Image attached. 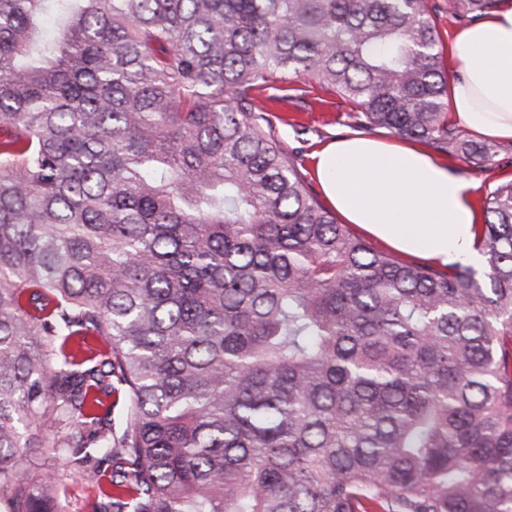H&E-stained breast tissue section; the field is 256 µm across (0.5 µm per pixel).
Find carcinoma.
I'll use <instances>...</instances> for the list:
<instances>
[{"mask_svg":"<svg viewBox=\"0 0 512 512\" xmlns=\"http://www.w3.org/2000/svg\"><path fill=\"white\" fill-rule=\"evenodd\" d=\"M501 0H448L463 24ZM429 0H0V501L62 512H512V179L484 279L317 198L259 94L467 164ZM98 493V486L87 479L81 471H73L62 497V512H89L88 504Z\"/></svg>","mask_w":512,"mask_h":512,"instance_id":"obj_1","label":"carcinoma"}]
</instances>
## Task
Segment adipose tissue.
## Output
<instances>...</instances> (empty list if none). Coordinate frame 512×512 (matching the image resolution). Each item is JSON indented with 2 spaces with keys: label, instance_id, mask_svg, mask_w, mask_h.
Returning <instances> with one entry per match:
<instances>
[{
  "label": "adipose tissue",
  "instance_id": "adipose-tissue-1",
  "mask_svg": "<svg viewBox=\"0 0 512 512\" xmlns=\"http://www.w3.org/2000/svg\"><path fill=\"white\" fill-rule=\"evenodd\" d=\"M449 84L453 122L477 135L512 139V0L459 31ZM324 195L350 224L393 250L445 266L479 263L483 220L472 185L418 145L353 136L314 155Z\"/></svg>",
  "mask_w": 512,
  "mask_h": 512
}]
</instances>
